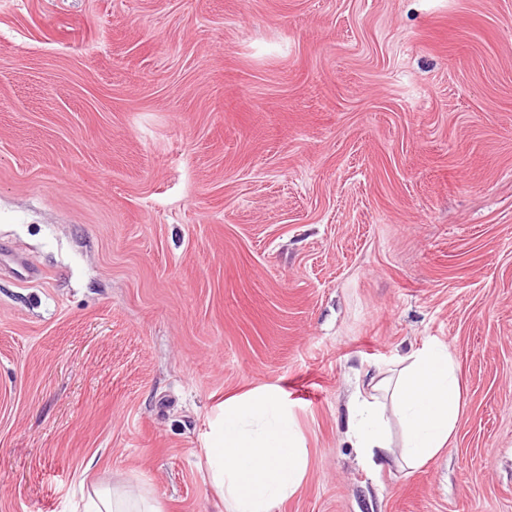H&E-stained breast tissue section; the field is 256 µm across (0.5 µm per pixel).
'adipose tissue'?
<instances>
[{"instance_id": "ef3b65f1", "label": "adipose tissue", "mask_w": 512, "mask_h": 512, "mask_svg": "<svg viewBox=\"0 0 512 512\" xmlns=\"http://www.w3.org/2000/svg\"><path fill=\"white\" fill-rule=\"evenodd\" d=\"M373 393L349 406L348 433L367 463L387 460L392 439L387 414L403 427L400 460L416 470L448 448L460 415V380L445 345L414 351L401 367L380 372ZM216 490V512H273L295 494L306 451L275 390L225 402L204 449ZM82 512H162L149 495L95 488Z\"/></svg>"}]
</instances>
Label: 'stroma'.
Masks as SVG:
<instances>
[{"instance_id": "stroma-1", "label": "stroma", "mask_w": 512, "mask_h": 512, "mask_svg": "<svg viewBox=\"0 0 512 512\" xmlns=\"http://www.w3.org/2000/svg\"><path fill=\"white\" fill-rule=\"evenodd\" d=\"M435 343L452 446L366 468L350 397ZM266 388L275 512H512V0H0V512H215ZM205 446L216 512H272L305 474V448L272 389L225 401ZM82 500L81 512H162L154 498L129 490L92 488Z\"/></svg>"}]
</instances>
